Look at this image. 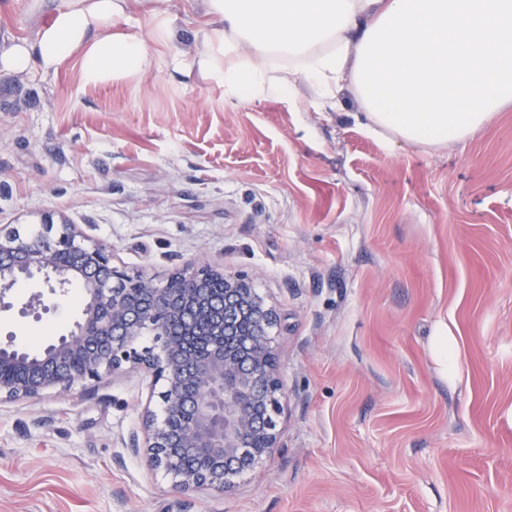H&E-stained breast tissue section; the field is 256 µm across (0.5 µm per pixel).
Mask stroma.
Returning a JSON list of instances; mask_svg holds the SVG:
<instances>
[{
  "instance_id": "35a3bbf8",
  "label": "stroma",
  "mask_w": 512,
  "mask_h": 512,
  "mask_svg": "<svg viewBox=\"0 0 512 512\" xmlns=\"http://www.w3.org/2000/svg\"><path fill=\"white\" fill-rule=\"evenodd\" d=\"M163 8L169 40L138 9L119 26L145 72L0 74V226L77 225L158 282L188 264L248 274L279 314L280 443L230 491L181 493L130 450L150 376L106 373L0 402V512H512V107L432 148L369 132L349 93L333 112L305 84L228 99L195 37L202 0ZM48 20L0 0V40ZM38 289L16 288L0 338L72 324L75 288L21 315Z\"/></svg>"
}]
</instances>
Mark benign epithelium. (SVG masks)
<instances>
[{
    "mask_svg": "<svg viewBox=\"0 0 512 512\" xmlns=\"http://www.w3.org/2000/svg\"><path fill=\"white\" fill-rule=\"evenodd\" d=\"M35 277L53 294L81 288V314L36 351L0 341V402L141 367L160 385L162 405L159 413L145 406L131 450L183 493L228 491L278 447L282 384L271 330L279 315L248 275L187 266L164 284L132 277L76 225L46 217L24 234L0 230V309ZM149 331L160 346L138 349Z\"/></svg>",
    "mask_w": 512,
    "mask_h": 512,
    "instance_id": "obj_1",
    "label": "benign epithelium"
}]
</instances>
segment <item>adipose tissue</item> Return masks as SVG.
Masks as SVG:
<instances>
[{"mask_svg":"<svg viewBox=\"0 0 512 512\" xmlns=\"http://www.w3.org/2000/svg\"><path fill=\"white\" fill-rule=\"evenodd\" d=\"M159 0H35L51 19L34 40L0 42V73L81 61L85 83L151 65L145 43L117 31L131 6ZM197 31L230 98L295 96L336 109L352 92L366 128L445 146L512 106V0H203Z\"/></svg>","mask_w":512,"mask_h":512,"instance_id":"adipose-tissue-1","label":"adipose tissue"}]
</instances>
